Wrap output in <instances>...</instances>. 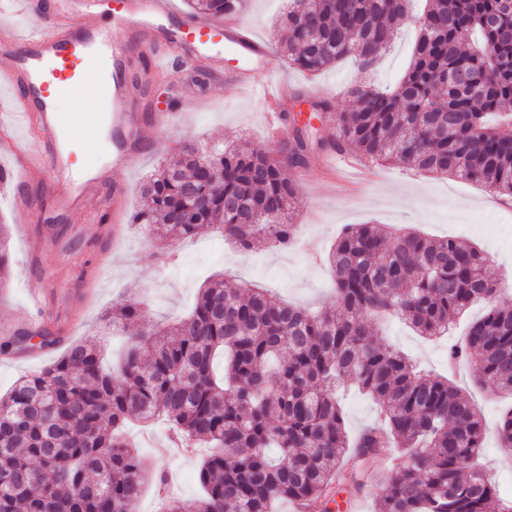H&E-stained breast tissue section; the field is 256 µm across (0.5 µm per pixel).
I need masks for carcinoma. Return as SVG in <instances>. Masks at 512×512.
<instances>
[{"label":"carcinoma","mask_w":512,"mask_h":512,"mask_svg":"<svg viewBox=\"0 0 512 512\" xmlns=\"http://www.w3.org/2000/svg\"><path fill=\"white\" fill-rule=\"evenodd\" d=\"M280 24L282 53L315 74L346 58L377 60L411 16L409 0H290ZM213 22L245 0H185ZM413 57L393 86L354 84V106L332 111L335 134L322 149L374 166L403 165L454 176L512 198V0H426L415 21ZM471 75L459 89L452 77ZM308 125H293L282 154L246 142L206 152L186 143L140 189L131 223L159 238L221 232L247 250L297 238L290 171L309 155ZM469 243L400 229L387 235L354 224L326 263L335 305L315 315L263 290L242 296L221 278L202 289L190 318L133 337L113 369L80 340L51 365L0 396V512H133L149 470L124 437L128 424L163 420L175 448H205L202 496L163 495L162 512H271L279 501L329 512L344 460L360 465L403 449L399 469L373 479L381 512H512L472 460L483 447V416L447 379L430 375L379 338L383 315L426 339L448 336L476 305L482 317L448 341V363H474L475 382L512 396V300L485 275ZM142 303L124 305L113 326L137 322ZM37 344H32L34 338ZM47 331H16L0 354L54 348ZM371 396L379 423L350 440L337 392ZM500 448L512 454V408L500 414Z\"/></svg>","instance_id":"obj_1"}]
</instances>
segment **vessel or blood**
<instances>
[{
  "label": "vessel or blood",
  "mask_w": 512,
  "mask_h": 512,
  "mask_svg": "<svg viewBox=\"0 0 512 512\" xmlns=\"http://www.w3.org/2000/svg\"><path fill=\"white\" fill-rule=\"evenodd\" d=\"M93 0H68L65 6L43 15L39 29L19 32L0 20V53L10 68L0 78V103L9 102L25 130V146L18 154L23 176L67 163L68 134L79 125L92 142H100L104 124L112 126V149L97 169L96 182L127 168L150 141L151 132L133 107L128 80L131 51L125 30L139 33V52L155 57L157 71L169 69L172 47L187 49L190 57L224 70L225 78L247 92L262 91L269 110L272 135L286 123L280 104L290 89L268 82L270 50L237 19L221 23L181 15L174 0H112L111 23L89 22ZM76 84L87 86L108 103L106 113H68L58 102ZM57 210L83 208L90 192L85 179L67 176L51 185Z\"/></svg>",
  "instance_id": "vessel-or-blood-1"
}]
</instances>
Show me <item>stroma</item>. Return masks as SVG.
<instances>
[{
  "label": "stroma",
  "instance_id": "35a3bbf8",
  "mask_svg": "<svg viewBox=\"0 0 512 512\" xmlns=\"http://www.w3.org/2000/svg\"><path fill=\"white\" fill-rule=\"evenodd\" d=\"M288 0H249L242 20L269 45L273 55L269 79L291 84L293 92L317 100L328 98L334 109L349 108L347 86L394 82L408 65L415 30L402 28L376 67L359 69L347 59L311 76L288 65L280 56L287 32L278 18ZM131 72L138 77L136 104L146 121L174 110L184 115L182 126L157 123L148 148L128 168L113 172V180L127 186L121 226L100 222L92 208L65 219L64 234L46 220L52 212L48 178L36 177L20 194L34 204L31 223L16 221V194L0 192V227L10 238L11 263L4 278L17 282L15 291L0 294V339L15 330L48 328L69 341L101 338L106 361H115L129 336L154 324H172L191 311L199 289L210 279L228 276L243 288H265L284 300L313 310L334 306L333 282L321 253L327 252L349 224L408 226L435 237H456L481 248L486 273L502 280L512 277V199L502 198L475 184L452 177L421 175L388 166L380 181L345 192L323 178L296 183L300 206L293 215L298 242L285 250L263 244L245 251L214 236L160 242L128 217L139 206V187L159 164L176 153L186 140L224 148L248 141L264 149H278L270 139L268 110L260 96H246L226 84L216 72L161 73L151 58H137ZM39 297L41 315L30 312L29 300ZM148 305L144 317L126 332L113 331L105 320L113 306L131 299ZM385 341L406 352L432 374L450 375L452 383L480 409L486 432L476 463L502 490L512 489V459L498 443L496 423L504 398L481 389L469 363L455 374L447 372V339L427 340L390 319L381 329ZM54 359L50 353L0 356V395L22 376L42 369ZM132 434L152 469L169 470L175 497L192 502L200 494L199 453L180 454L168 440V430L132 427Z\"/></svg>",
  "mask_w": 512,
  "mask_h": 512
}]
</instances>
